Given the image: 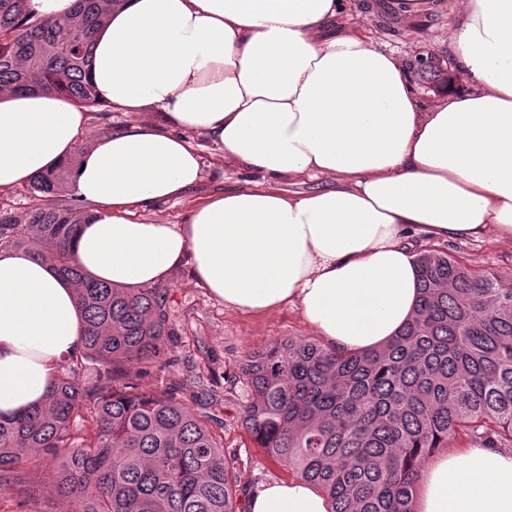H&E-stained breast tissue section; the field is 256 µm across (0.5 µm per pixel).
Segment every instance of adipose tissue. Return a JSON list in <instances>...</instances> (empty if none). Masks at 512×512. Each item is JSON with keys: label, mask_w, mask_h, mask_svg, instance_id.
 Masks as SVG:
<instances>
[{"label": "adipose tissue", "mask_w": 512, "mask_h": 512, "mask_svg": "<svg viewBox=\"0 0 512 512\" xmlns=\"http://www.w3.org/2000/svg\"><path fill=\"white\" fill-rule=\"evenodd\" d=\"M343 0H113L93 50L105 104L151 112L80 147L86 117L54 92L0 91V190L71 155L96 203L75 259L94 279L152 288L189 265L225 306L285 304L339 351H370L414 317V236L512 242V0H464L450 43L473 94L423 110L403 64L331 30ZM272 181L216 193L184 223L141 213L194 188L188 133ZM77 288L34 252L0 250V416L41 406L82 346ZM247 512H329L300 479L260 484ZM413 512H512V450L450 448L420 469ZM336 185V182L333 179L318 177V178H309L302 177L300 179L289 181L281 180L277 183H273V186L277 189H282L285 194L288 195L289 192H308L313 190H322L333 188Z\"/></svg>", "instance_id": "obj_1"}]
</instances>
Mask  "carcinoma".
Here are the masks:
<instances>
[{
  "label": "carcinoma",
  "mask_w": 512,
  "mask_h": 512,
  "mask_svg": "<svg viewBox=\"0 0 512 512\" xmlns=\"http://www.w3.org/2000/svg\"><path fill=\"white\" fill-rule=\"evenodd\" d=\"M26 3L0 0V88L103 106L90 58L112 0H76L64 23ZM71 171L67 162L30 182L45 206L22 217L0 210V248L32 250L74 282L84 322L83 347L60 365L44 404L0 417V486L28 496L23 474L50 466L69 512H245L223 420L178 398V386L137 382L167 363L175 331L165 290L116 287L77 266L71 246L93 213L58 201ZM418 265L416 316L382 350L288 337L241 363L243 428L325 494L330 512H413L421 463L436 449L459 438L512 446V277L433 247ZM86 362L109 389L82 379L76 365Z\"/></svg>",
  "instance_id": "1"
}]
</instances>
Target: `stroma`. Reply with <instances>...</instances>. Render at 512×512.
<instances>
[{
  "label": "stroma",
  "instance_id": "1",
  "mask_svg": "<svg viewBox=\"0 0 512 512\" xmlns=\"http://www.w3.org/2000/svg\"><path fill=\"white\" fill-rule=\"evenodd\" d=\"M386 2L344 0L345 8L336 25L394 54L411 75L416 72V57L432 56L448 62V74L454 83L446 94L433 92L428 84L415 88L426 109L435 108L443 98L470 94L472 87L454 65L449 46L451 24L460 12L462 0H443L440 9L407 18L391 11ZM192 140L204 162L200 185L144 213V220L179 224L207 195L263 181L262 173L226 159L208 137L196 134ZM443 248L461 257L472 270L512 277L511 242L467 238L446 242ZM163 288L170 320L177 332L174 361L167 367L152 369L141 378V385L162 390L180 383L186 394L203 400L218 397L214 411L224 421V450L234 453V464L246 490H254L264 482L288 479V471L257 448L240 423L239 413L248 399L240 363L250 350L289 336L310 337L313 329L297 308L288 305L263 315L225 307L206 288L196 284L185 267L175 270ZM27 480L35 489L34 495L21 499L14 490L0 489V512H67L66 504L52 490L45 471L31 472Z\"/></svg>",
  "mask_w": 512,
  "mask_h": 512
}]
</instances>
